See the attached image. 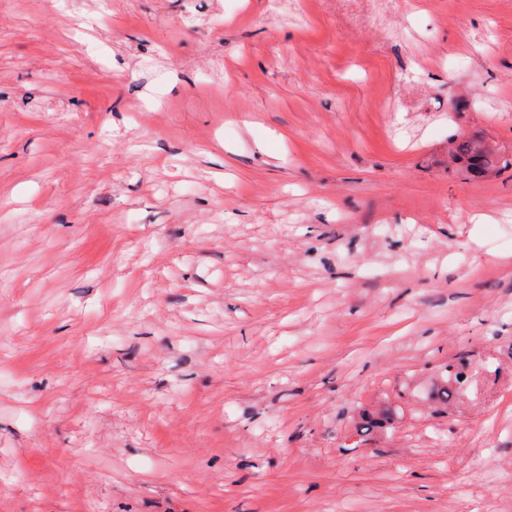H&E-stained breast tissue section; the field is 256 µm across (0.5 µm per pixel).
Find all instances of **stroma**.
<instances>
[{
	"instance_id": "obj_1",
	"label": "stroma",
	"mask_w": 512,
	"mask_h": 512,
	"mask_svg": "<svg viewBox=\"0 0 512 512\" xmlns=\"http://www.w3.org/2000/svg\"><path fill=\"white\" fill-rule=\"evenodd\" d=\"M468 138L512 0H0V512H512Z\"/></svg>"
}]
</instances>
